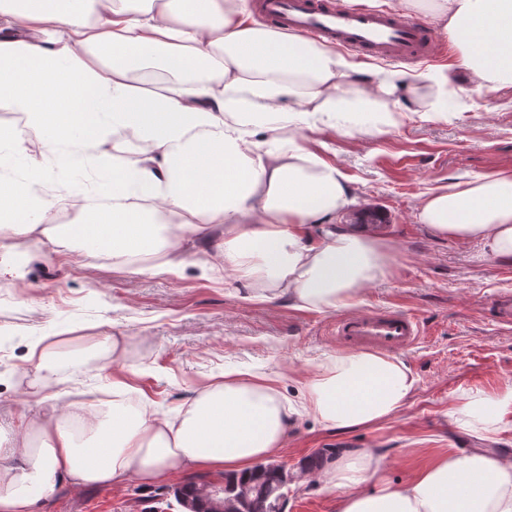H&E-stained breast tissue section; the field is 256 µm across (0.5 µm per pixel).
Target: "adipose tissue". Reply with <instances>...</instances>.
Returning <instances> with one entry per match:
<instances>
[{"instance_id":"obj_1","label":"adipose tissue","mask_w":512,"mask_h":512,"mask_svg":"<svg viewBox=\"0 0 512 512\" xmlns=\"http://www.w3.org/2000/svg\"><path fill=\"white\" fill-rule=\"evenodd\" d=\"M431 17L458 50L477 88L512 86V0H407ZM0 0V110L19 114L61 176L92 170L95 193L83 225L48 238L107 251L118 265L154 256L152 274L178 271L206 228L224 229V274L250 300L284 298L297 309L353 305L363 288L388 279L380 239L339 228L355 197L342 171L298 144L297 131L369 136L396 126L403 92L421 119L444 117L458 99L444 67L395 78L342 52L253 17L250 0ZM35 29L34 43L20 35ZM491 42L480 51L478 41ZM141 146L117 165L100 147L122 130ZM23 130L0 128V249L36 232L53 206L23 148ZM419 223L434 234L477 240L512 262V170L442 187L424 197ZM322 225L319 241L310 228ZM415 385L401 362L370 352L339 353L312 367L301 404L274 377L231 369L175 416L112 385V398L67 403L36 399L27 427L39 440H0V512H38L62 482L154 483L179 470L241 475L275 456L288 426L307 412L351 429L396 415ZM512 391L449 411L458 428L497 433ZM89 427L78 438V427ZM383 456L368 449L325 467L340 512H512V459L445 451L403 483L383 482Z\"/></svg>"}]
</instances>
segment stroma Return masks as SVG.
<instances>
[{
  "label": "stroma",
  "instance_id": "stroma-1",
  "mask_svg": "<svg viewBox=\"0 0 512 512\" xmlns=\"http://www.w3.org/2000/svg\"><path fill=\"white\" fill-rule=\"evenodd\" d=\"M431 67L444 66L464 105L433 122L404 121L388 133L361 137L330 129L299 134L300 145L338 166L356 197L337 223L385 241L392 250L389 281L364 288L356 311L395 309L422 321L420 343L399 359L416 380L396 416L349 430L295 418L274 461L288 474L285 512H338L339 493L311 478L323 449L344 454L370 448L384 458L393 482L413 477L438 453L512 451V413L504 432L482 439L457 428L450 409L467 397L512 390V329L497 326L494 299L512 293V263L491 259L482 245L433 234L417 220V205L441 186L512 170V87L477 88L456 67L457 49L436 35ZM178 272L132 274L77 242L56 245L43 235L23 238L21 251L0 249V429L14 426L32 395L71 400L81 389L102 396L121 379L169 412L225 368L279 372L281 390L300 400L312 362L340 352L336 312L293 308L287 300L246 301L213 264L223 227ZM58 339L53 371L34 375L32 344ZM126 342L122 361L102 337ZM195 481L219 486L222 475L184 470L146 487L134 479L102 487L65 486L42 512H183L173 491Z\"/></svg>",
  "mask_w": 512,
  "mask_h": 512
}]
</instances>
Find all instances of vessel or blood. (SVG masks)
I'll return each mask as SVG.
<instances>
[{"label": "vessel or blood", "mask_w": 512, "mask_h": 512, "mask_svg": "<svg viewBox=\"0 0 512 512\" xmlns=\"http://www.w3.org/2000/svg\"><path fill=\"white\" fill-rule=\"evenodd\" d=\"M270 25L373 57L413 61L432 55L435 37L425 23L389 12L342 6L339 0H261ZM421 336L418 320L399 310L353 313L336 321V337L354 349L401 353Z\"/></svg>", "instance_id": "vessel-or-blood-1"}]
</instances>
